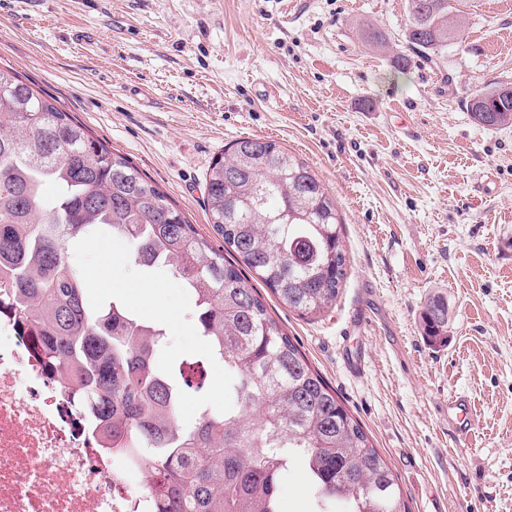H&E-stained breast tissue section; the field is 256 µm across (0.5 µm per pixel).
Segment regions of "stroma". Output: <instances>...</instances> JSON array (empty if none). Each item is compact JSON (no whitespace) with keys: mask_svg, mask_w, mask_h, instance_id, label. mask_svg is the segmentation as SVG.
Listing matches in <instances>:
<instances>
[{"mask_svg":"<svg viewBox=\"0 0 512 512\" xmlns=\"http://www.w3.org/2000/svg\"><path fill=\"white\" fill-rule=\"evenodd\" d=\"M461 9V41L401 73L406 0H0V67L128 157L213 246L224 241L203 181L236 140L277 142L323 181L350 257L335 307L304 316L253 286L391 465L410 512H512V126L483 129L463 105L512 83V0ZM370 25L387 48L363 42ZM126 253L103 228L71 260L97 301L165 330L163 366L204 356L187 289ZM436 297L448 325L435 343L422 312ZM362 303L367 321L350 330ZM225 378L211 363L185 416L232 403ZM452 396L473 410L460 439ZM280 500L282 512H349L315 501L297 462Z\"/></svg>","mask_w":512,"mask_h":512,"instance_id":"obj_1","label":"stroma"}]
</instances>
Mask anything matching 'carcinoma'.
Listing matches in <instances>:
<instances>
[{
  "instance_id": "carcinoma-1",
  "label": "carcinoma",
  "mask_w": 512,
  "mask_h": 512,
  "mask_svg": "<svg viewBox=\"0 0 512 512\" xmlns=\"http://www.w3.org/2000/svg\"><path fill=\"white\" fill-rule=\"evenodd\" d=\"M455 0H407L406 46L437 62L461 37ZM497 83L464 101L486 129L512 126V98ZM209 221L230 249L201 236L130 159L110 150L47 94L0 69V291L32 329L103 441L157 480V512H281L280 482L297 457L320 500L350 512H409L391 467L361 424L271 317L239 269L246 266L288 308L319 315L336 304L349 257L336 203L308 165L273 141L242 138L205 177ZM128 244L136 266L162 265L194 300L207 359L231 374L232 407L182 418L187 390L162 367L164 332L121 303L94 301L69 248L98 227ZM448 305L422 313L444 337Z\"/></svg>"
}]
</instances>
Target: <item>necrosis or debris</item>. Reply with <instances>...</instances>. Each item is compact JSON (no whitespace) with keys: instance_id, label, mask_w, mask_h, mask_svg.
<instances>
[{"instance_id":"4bbe7bcc","label":"necrosis or debris","mask_w":512,"mask_h":512,"mask_svg":"<svg viewBox=\"0 0 512 512\" xmlns=\"http://www.w3.org/2000/svg\"><path fill=\"white\" fill-rule=\"evenodd\" d=\"M138 472L105 449L0 294V512H152Z\"/></svg>"}]
</instances>
